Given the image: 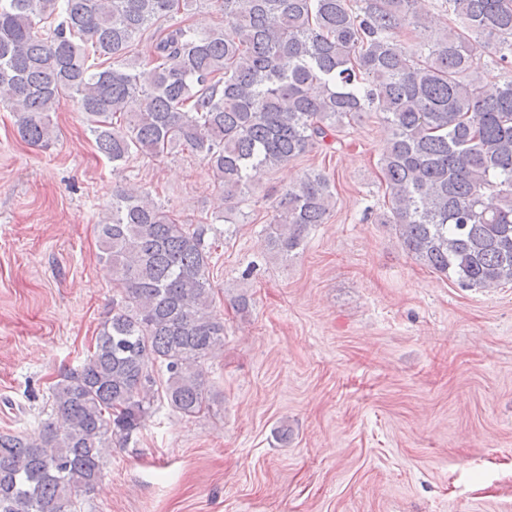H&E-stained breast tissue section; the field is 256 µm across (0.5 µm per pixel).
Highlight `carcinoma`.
<instances>
[{
    "label": "carcinoma",
    "instance_id": "cac0c4a2",
    "mask_svg": "<svg viewBox=\"0 0 512 512\" xmlns=\"http://www.w3.org/2000/svg\"><path fill=\"white\" fill-rule=\"evenodd\" d=\"M196 0H0V100L20 137L47 147L60 97L76 98L115 164L180 147L229 205L263 170L336 136L361 112L390 135L380 158L389 224L415 260L462 288L512 283V79L484 93L483 56L512 57V0H448L442 28L422 0H222L224 26L183 20ZM336 204L307 173L276 203L269 249L288 258ZM120 299L93 351L50 388L39 431L0 433V512H81L103 460L163 399L210 407L202 365L224 351L205 229L120 187L97 225Z\"/></svg>",
    "mask_w": 512,
    "mask_h": 512
}]
</instances>
